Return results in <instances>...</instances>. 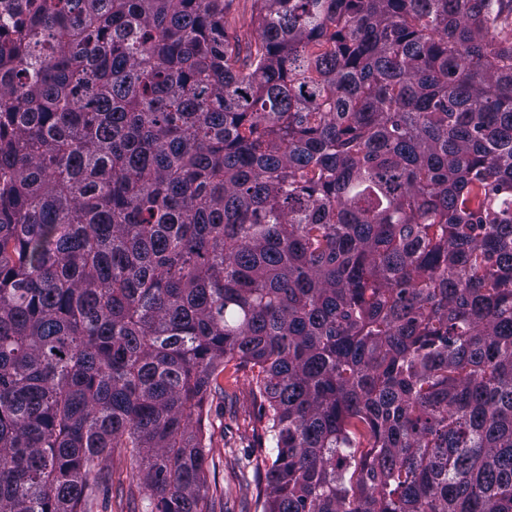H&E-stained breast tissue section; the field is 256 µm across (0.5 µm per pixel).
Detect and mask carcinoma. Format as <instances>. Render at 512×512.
<instances>
[{
    "label": "carcinoma",
    "instance_id": "1",
    "mask_svg": "<svg viewBox=\"0 0 512 512\" xmlns=\"http://www.w3.org/2000/svg\"><path fill=\"white\" fill-rule=\"evenodd\" d=\"M0 512H512V0H13ZM233 378L224 373L227 397L225 400L214 399L210 406L212 448L204 464L208 496L210 498L213 494L216 498L215 511L219 512L224 507V488L231 486L234 494L225 507L232 512H254L252 489L260 474L250 467L246 481L242 482L237 459L242 458L245 462L247 453L253 452L252 458L263 454L262 431L254 418L256 409L252 404L248 378L242 373L236 380ZM119 483H123V492L121 493ZM129 479L126 477L125 469L115 468L112 473V481L104 483L101 486L97 504L93 512H141L143 498L147 492L133 485L135 499L129 497L127 490Z\"/></svg>",
    "mask_w": 512,
    "mask_h": 512
}]
</instances>
